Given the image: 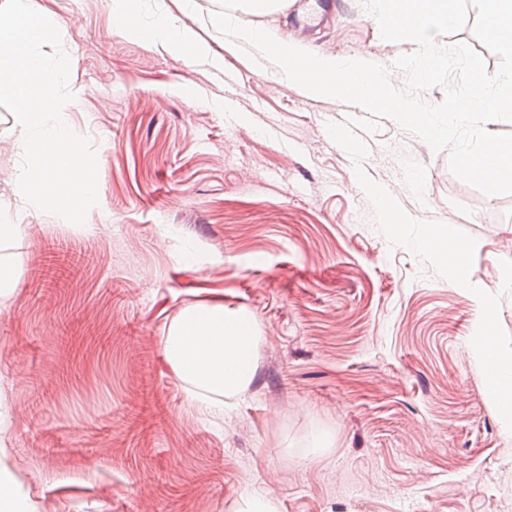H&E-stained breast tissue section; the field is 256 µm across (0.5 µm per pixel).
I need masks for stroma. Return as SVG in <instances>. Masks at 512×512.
<instances>
[{
  "mask_svg": "<svg viewBox=\"0 0 512 512\" xmlns=\"http://www.w3.org/2000/svg\"><path fill=\"white\" fill-rule=\"evenodd\" d=\"M300 30L299 0L235 18L299 48L391 67L362 0H330ZM53 13L71 61L72 129L98 158V204L74 226L29 205L24 131L0 107V471L21 512H512V430L471 340L472 287L500 294L512 335V195L487 196L397 122L365 134L367 174L419 220L477 241L470 288L374 223L326 125L347 103L255 65L204 19L217 0H163L223 56L217 69L123 35L109 0H29ZM79 274L47 281L49 255ZM220 303L260 329L246 392L220 417L190 401L162 342L184 309Z\"/></svg>",
  "mask_w": 512,
  "mask_h": 512,
  "instance_id": "1",
  "label": "stroma"
}]
</instances>
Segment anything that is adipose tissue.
Wrapping results in <instances>:
<instances>
[{"instance_id":"ef3b65f1","label":"adipose tissue","mask_w":512,"mask_h":512,"mask_svg":"<svg viewBox=\"0 0 512 512\" xmlns=\"http://www.w3.org/2000/svg\"><path fill=\"white\" fill-rule=\"evenodd\" d=\"M112 13L124 33L148 45L189 61L207 59L214 67L224 65L223 58L212 56L206 44L170 21L152 0H112ZM237 319L223 304H199L183 312L162 343L165 359L189 384L190 399L215 413L223 412L225 398L243 392L253 375L259 338L253 329L240 333Z\"/></svg>"}]
</instances>
